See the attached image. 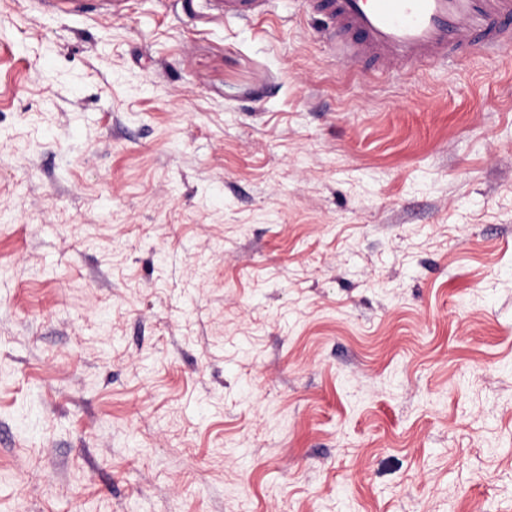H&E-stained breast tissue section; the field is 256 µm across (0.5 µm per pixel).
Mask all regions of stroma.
<instances>
[{
    "instance_id": "stroma-1",
    "label": "stroma",
    "mask_w": 512,
    "mask_h": 512,
    "mask_svg": "<svg viewBox=\"0 0 512 512\" xmlns=\"http://www.w3.org/2000/svg\"><path fill=\"white\" fill-rule=\"evenodd\" d=\"M0 512H512V53L0 0Z\"/></svg>"
}]
</instances>
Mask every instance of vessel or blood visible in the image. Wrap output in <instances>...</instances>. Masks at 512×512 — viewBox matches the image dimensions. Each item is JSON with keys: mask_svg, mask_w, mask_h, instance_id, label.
<instances>
[{"mask_svg": "<svg viewBox=\"0 0 512 512\" xmlns=\"http://www.w3.org/2000/svg\"><path fill=\"white\" fill-rule=\"evenodd\" d=\"M250 20L267 0H221ZM332 51L382 71L512 48V0H303Z\"/></svg>", "mask_w": 512, "mask_h": 512, "instance_id": "1", "label": "vessel or blood"}]
</instances>
